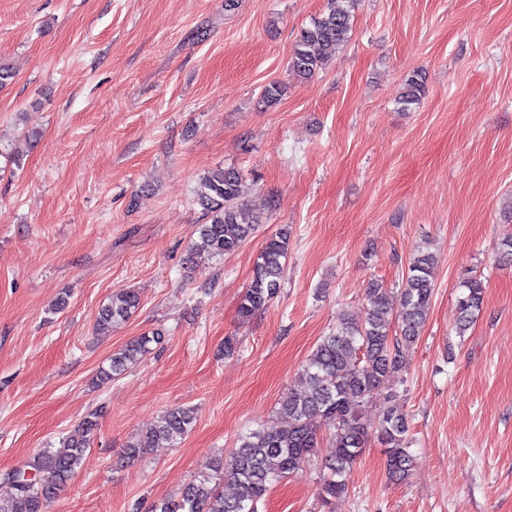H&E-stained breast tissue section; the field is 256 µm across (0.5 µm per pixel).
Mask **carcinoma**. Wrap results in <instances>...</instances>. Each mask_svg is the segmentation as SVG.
<instances>
[{"label":"carcinoma","instance_id":"carcinoma-1","mask_svg":"<svg viewBox=\"0 0 512 512\" xmlns=\"http://www.w3.org/2000/svg\"><path fill=\"white\" fill-rule=\"evenodd\" d=\"M359 0H328V8L311 26L301 30L290 66L296 76L308 79L325 68L349 41ZM426 93L422 76L414 72L403 84L398 103L405 109L419 104ZM208 222L198 225L197 237L187 254L191 264L199 259H220L233 253L255 232L241 220L242 178L233 167H218L204 175L195 190ZM288 227L268 237L254 265L239 313L247 319L267 308L279 295L290 247ZM438 260L419 251L408 266L402 287L392 292L378 280L366 288L362 318L342 316L323 336L303 366L301 386L280 399L288 414V427L276 431L251 430L238 439L231 455L211 462L207 470L187 482L175 497L154 504L151 512H258L270 489L303 470L319 447L318 420L333 427L322 485L324 502L347 490L354 465L371 440L384 448L388 475L404 482L412 475L413 457L407 446L408 415L389 393L379 425L362 420V409L381 395L408 364L409 351L419 338L436 288ZM457 296L455 334L463 337L476 322L484 301V287L475 275L463 278ZM140 305L132 290L112 295L98 311L96 329L106 334L130 319ZM162 336H138L114 351L97 379L112 382L151 353ZM98 414H88L75 432L57 448H46L23 469L0 479V512H47L49 504L80 466L98 427ZM188 409L166 411L157 423L137 436L125 458L142 457L148 449L171 444L192 429ZM235 486L224 494V481Z\"/></svg>","mask_w":512,"mask_h":512}]
</instances>
